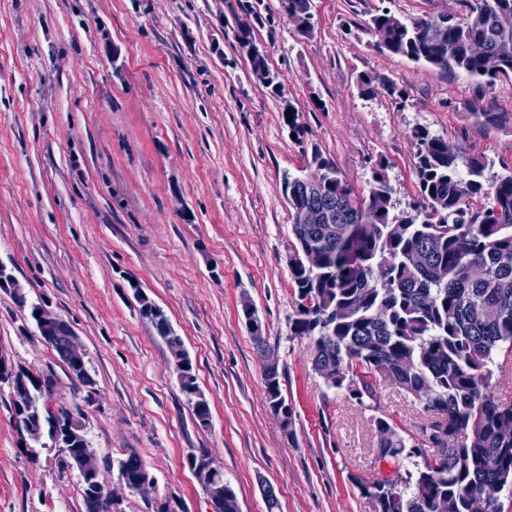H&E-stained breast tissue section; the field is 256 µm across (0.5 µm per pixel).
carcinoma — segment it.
Wrapping results in <instances>:
<instances>
[{
	"mask_svg": "<svg viewBox=\"0 0 512 512\" xmlns=\"http://www.w3.org/2000/svg\"><path fill=\"white\" fill-rule=\"evenodd\" d=\"M459 10L440 14L437 37L423 22L402 23L387 8L371 19L369 30L377 45L389 53L451 74L471 78L483 97L502 78H512V0H457ZM287 16L298 19L303 33L313 28L312 0H282ZM358 87L368 95L383 92L403 100L404 92L375 75H359ZM486 128L512 123L511 112L466 105ZM416 151L417 201L396 219L389 217V184L384 163L374 166L370 196H361L336 165L319 152L312 164L323 169L316 196L301 184L288 185L293 211L295 248L311 247L319 263L303 260L290 267L298 300L290 333L314 340L316 370L331 369L327 383L343 390L359 405L376 409L377 379L391 382L416 398L437 419L423 432L446 421V438L423 466L407 471L391 487L381 480L358 481L374 512H437L448 501V512H474L478 495L512 487V403L491 390L498 356L512 357V166L491 184L485 183L484 158L458 145L433 137L424 129L412 134ZM323 205L329 224H300L299 211L310 203ZM139 301L140 315L163 338L167 322ZM66 337L53 350L69 375L82 385L95 379L85 363L74 364L65 354ZM280 370L265 376L268 404L285 403L284 428L294 422V407L283 394ZM15 381L28 385L33 423L55 421L65 466L82 454L87 441L79 414L52 402L55 375L48 371L33 381L23 367ZM377 447L396 464L414 457L413 441L382 417L374 419ZM125 477L136 481L149 471L134 451L118 462ZM100 473L81 476L84 512ZM212 482L224 489V512H240L237 496L214 470Z\"/></svg>",
	"mask_w": 512,
	"mask_h": 512,
	"instance_id": "1",
	"label": "carcinoma"
}]
</instances>
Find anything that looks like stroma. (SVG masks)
<instances>
[{"instance_id": "stroma-1", "label": "stroma", "mask_w": 512, "mask_h": 512, "mask_svg": "<svg viewBox=\"0 0 512 512\" xmlns=\"http://www.w3.org/2000/svg\"><path fill=\"white\" fill-rule=\"evenodd\" d=\"M249 5L277 95L236 42ZM384 7L409 24L457 3L312 0L303 34L281 0H0V262L29 300L72 325L96 390L69 377L1 291L0 354L54 371V398L80 407L100 460L133 451L146 463L155 494L116 490L112 512H211L186 463L203 451L241 512H267L265 481L280 512H373L357 482L382 471L374 416L421 438L430 416L419 402L386 382L377 410L358 405L314 370L312 341L290 333L293 217L282 182L311 172L313 152L364 195L384 161L394 215L417 197L413 130L481 155L486 180L512 163V127L483 128L466 110L471 79L376 46L369 23ZM362 72L402 88L403 103L361 94ZM288 104L303 139L283 119ZM137 287L182 337L208 427L140 316ZM246 303L285 370L291 431L266 404ZM9 405L0 383V512H84L78 471L16 431Z\"/></svg>"}]
</instances>
